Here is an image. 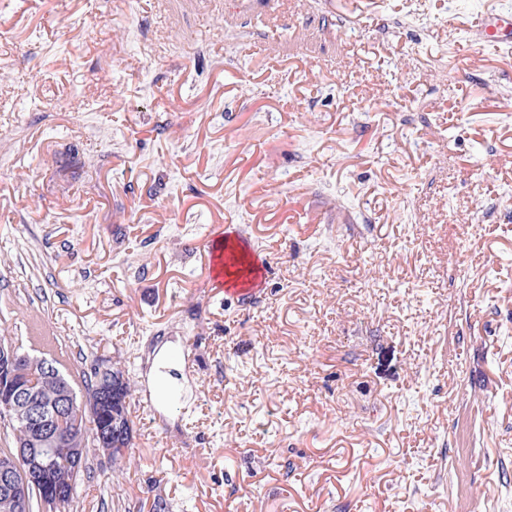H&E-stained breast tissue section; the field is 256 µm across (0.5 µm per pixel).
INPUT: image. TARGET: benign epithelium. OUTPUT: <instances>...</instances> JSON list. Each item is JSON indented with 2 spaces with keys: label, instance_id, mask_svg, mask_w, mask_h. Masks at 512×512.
I'll return each mask as SVG.
<instances>
[{
  "label": "benign epithelium",
  "instance_id": "obj_1",
  "mask_svg": "<svg viewBox=\"0 0 512 512\" xmlns=\"http://www.w3.org/2000/svg\"><path fill=\"white\" fill-rule=\"evenodd\" d=\"M40 369L57 385L50 401L31 393L24 366ZM98 398L78 395L53 358L32 356L11 341L0 340V405L24 413L22 428L27 436L9 453L11 462L0 466V502L12 512L26 506L31 493L39 494L41 512H60L71 494L72 481L51 466L50 457L66 455L79 462L85 450L84 426L105 416L100 406L112 407V367L97 368ZM65 414L71 428L62 431L55 418Z\"/></svg>",
  "mask_w": 512,
  "mask_h": 512
}]
</instances>
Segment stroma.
Returning <instances> with one entry per match:
<instances>
[{"mask_svg": "<svg viewBox=\"0 0 512 512\" xmlns=\"http://www.w3.org/2000/svg\"><path fill=\"white\" fill-rule=\"evenodd\" d=\"M495 2L0 0V336L136 383L70 512H512ZM236 227L243 301L208 283ZM468 32L471 41L492 47L494 51L500 52L502 48H511L512 8L496 6L481 14ZM168 346L157 350L150 378V392L158 406L170 409L180 404L187 396L188 388Z\"/></svg>", "mask_w": 512, "mask_h": 512, "instance_id": "obj_1", "label": "stroma"}]
</instances>
